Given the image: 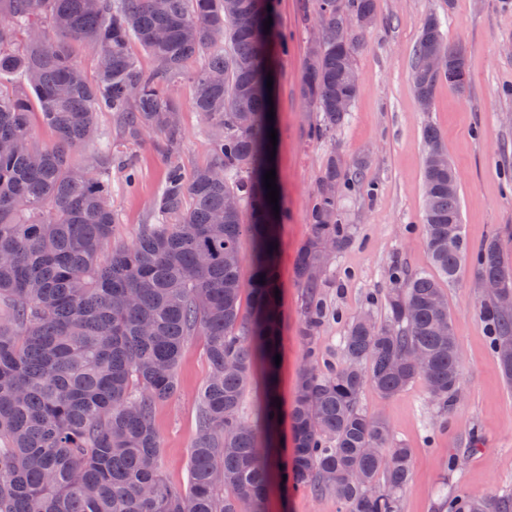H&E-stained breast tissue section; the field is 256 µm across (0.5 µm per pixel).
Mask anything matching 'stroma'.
Segmentation results:
<instances>
[{
  "mask_svg": "<svg viewBox=\"0 0 512 512\" xmlns=\"http://www.w3.org/2000/svg\"><path fill=\"white\" fill-rule=\"evenodd\" d=\"M431 12L442 18L448 43L465 47L471 82L462 93L440 82L424 111L412 84V60L421 24ZM312 18V0H274L276 35L288 40L287 51L274 53L273 80L277 271L285 312L277 394L285 416L308 348H315L321 361L339 365L348 324L367 311L384 318L389 269L435 272L422 232L425 125L438 128L456 170L468 243L476 247L498 237L512 264V0H377L372 26L349 28L359 44L360 94L345 123L319 139L311 130L320 115L300 94ZM193 92L188 78L174 91L183 130L177 157L188 172L210 161L213 150V130L195 112ZM97 120L102 141L112 144V207L118 217L112 240L128 243L153 221L151 205L168 159L152 141L123 143L116 113H99ZM332 154L347 163L364 158L368 166L362 185L339 199L353 239L329 259L320 290L329 314L309 344L299 335L304 290L295 265L312 235V198ZM444 293L461 352L462 395L456 406L445 411L433 405L421 379L390 398L369 385L359 395L360 408L383 417L392 440L412 450V475L400 497V512H440L452 499L512 497V388L502 381L479 312L482 295L474 264L466 263ZM209 370L206 336L189 337L178 391L154 410L161 468L175 484L188 480L199 395ZM264 512L346 510L312 487L276 481Z\"/></svg>",
  "mask_w": 512,
  "mask_h": 512,
  "instance_id": "35a3bbf8",
  "label": "stroma"
}]
</instances>
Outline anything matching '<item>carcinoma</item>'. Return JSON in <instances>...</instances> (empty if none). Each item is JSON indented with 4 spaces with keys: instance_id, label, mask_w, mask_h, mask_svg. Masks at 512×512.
Returning a JSON list of instances; mask_svg holds the SVG:
<instances>
[{
    "instance_id": "cac0c4a2",
    "label": "carcinoma",
    "mask_w": 512,
    "mask_h": 512,
    "mask_svg": "<svg viewBox=\"0 0 512 512\" xmlns=\"http://www.w3.org/2000/svg\"><path fill=\"white\" fill-rule=\"evenodd\" d=\"M272 0H0V74L19 72L36 96L0 84V512H262L280 472L276 382L282 311L275 299L277 234L266 199L270 170L265 20ZM322 43L310 47L300 93L321 113L317 136L336 131L360 88L348 81L358 43L348 21H375L376 0H314ZM136 42L153 60L143 68ZM448 49L435 12L423 20L413 54L416 96L429 103L440 78L420 67ZM91 59L93 71L78 60ZM191 57L193 105L215 128L211 160L191 172L178 163L153 201L156 223L129 245L112 243L111 148L93 176L72 154L97 135V116L115 112L125 139L157 137L173 155L183 138L170 89ZM448 68L471 77L467 54ZM38 112L56 143L39 146ZM425 244L437 275L392 269L386 317L367 312L343 336L340 366L324 371L307 353L289 413L291 478L336 497L347 512H398L411 477V449L386 423L358 407L367 384L389 398L417 378L446 408L461 391L458 342L442 282L468 258L482 277L512 286L493 238L477 249L461 224L453 166L439 167L440 131L423 130ZM368 161L332 154L314 196L312 237L296 276L305 288L300 336L311 344L325 318L319 298L328 255L352 239L336 202ZM453 189H448V184ZM236 196L239 209L224 211ZM252 257L251 312L242 309L243 245ZM480 312L503 379L512 384V314L491 298ZM207 336L210 372L190 448L187 485L159 468L155 405L175 396L187 339ZM262 384V424L239 415L244 393ZM512 512L472 497L449 512Z\"/></svg>"
}]
</instances>
